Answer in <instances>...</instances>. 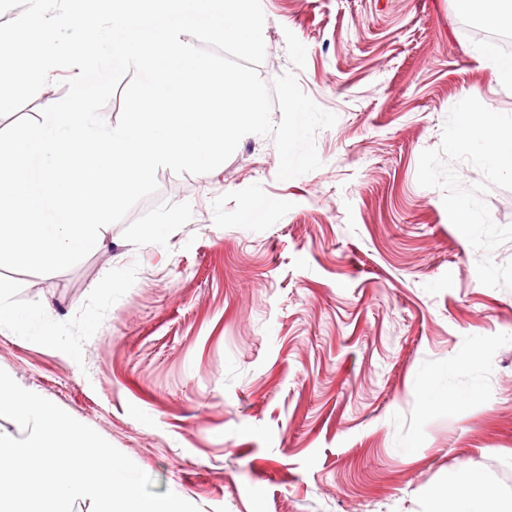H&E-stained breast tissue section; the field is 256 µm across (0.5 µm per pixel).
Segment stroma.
<instances>
[{
	"label": "stroma",
	"mask_w": 512,
	"mask_h": 512,
	"mask_svg": "<svg viewBox=\"0 0 512 512\" xmlns=\"http://www.w3.org/2000/svg\"><path fill=\"white\" fill-rule=\"evenodd\" d=\"M261 4L260 76L337 116L321 167L278 180L251 134L210 173L159 169L111 251L0 268L49 333L0 332V369L201 512H428L465 467L512 498V289L417 182L460 93L512 114V83L460 0Z\"/></svg>",
	"instance_id": "stroma-1"
}]
</instances>
